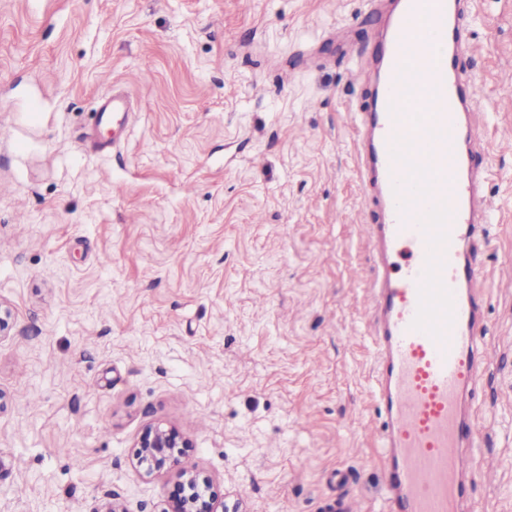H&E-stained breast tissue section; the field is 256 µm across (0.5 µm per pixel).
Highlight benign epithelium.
Instances as JSON below:
<instances>
[{"instance_id":"1","label":"benign epithelium","mask_w":512,"mask_h":512,"mask_svg":"<svg viewBox=\"0 0 512 512\" xmlns=\"http://www.w3.org/2000/svg\"><path fill=\"white\" fill-rule=\"evenodd\" d=\"M187 447V440L175 428L149 426L139 438L134 464L143 475L156 476L180 464ZM182 477L180 493L172 500L170 512H218L220 503L209 483H200L190 469L182 471Z\"/></svg>"}]
</instances>
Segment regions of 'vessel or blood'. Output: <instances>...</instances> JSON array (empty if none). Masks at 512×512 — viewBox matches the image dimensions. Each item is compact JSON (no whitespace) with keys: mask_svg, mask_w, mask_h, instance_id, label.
Wrapping results in <instances>:
<instances>
[{"mask_svg":"<svg viewBox=\"0 0 512 512\" xmlns=\"http://www.w3.org/2000/svg\"><path fill=\"white\" fill-rule=\"evenodd\" d=\"M467 0H397L355 114L361 194L377 206L371 291L385 512H464L480 472L464 403L490 362L483 285L464 245L494 207L474 163L479 93L459 67Z\"/></svg>","mask_w":512,"mask_h":512,"instance_id":"vessel-or-blood-1","label":"vessel or blood"}]
</instances>
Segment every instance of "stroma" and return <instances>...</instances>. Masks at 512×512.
I'll return each instance as SVG.
<instances>
[{
  "mask_svg": "<svg viewBox=\"0 0 512 512\" xmlns=\"http://www.w3.org/2000/svg\"><path fill=\"white\" fill-rule=\"evenodd\" d=\"M365 0H0V512H164L183 469L226 512H380L373 276L352 76ZM459 65L498 221L469 256L495 356L472 402L512 512V0H474ZM132 111L95 150L101 102ZM190 446L134 465L146 427Z\"/></svg>",
  "mask_w": 512,
  "mask_h": 512,
  "instance_id": "obj_1",
  "label": "stroma"
}]
</instances>
